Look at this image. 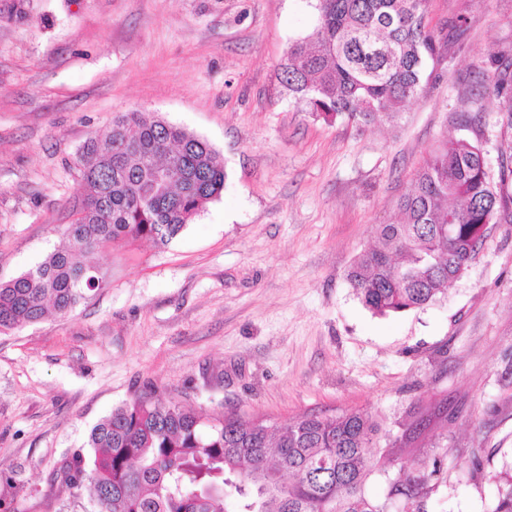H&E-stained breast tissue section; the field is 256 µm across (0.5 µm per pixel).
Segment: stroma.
<instances>
[{
	"label": "stroma",
	"mask_w": 512,
	"mask_h": 512,
	"mask_svg": "<svg viewBox=\"0 0 512 512\" xmlns=\"http://www.w3.org/2000/svg\"><path fill=\"white\" fill-rule=\"evenodd\" d=\"M427 20L447 43L425 97L360 126L280 83L316 0H0V281L63 245L77 153L123 113L206 139L227 173L168 246L113 243L71 312L0 333V512H96L55 476L148 388L280 424L360 410L394 439L430 420L367 494L437 459L426 512H491L512 471V223L423 308L373 314L347 280L434 149L467 139L494 185L512 154L478 94L512 49V0H428Z\"/></svg>",
	"instance_id": "35a3bbf8"
}]
</instances>
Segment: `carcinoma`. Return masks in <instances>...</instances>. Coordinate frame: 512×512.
<instances>
[{"label": "carcinoma", "instance_id": "carcinoma-1", "mask_svg": "<svg viewBox=\"0 0 512 512\" xmlns=\"http://www.w3.org/2000/svg\"><path fill=\"white\" fill-rule=\"evenodd\" d=\"M427 0H317V26L293 44L281 83L307 112L345 115L356 124L424 97L442 59ZM499 100L512 129V61L505 58L479 92ZM84 194L65 227L67 247L0 282V332L70 312L99 288L97 255L112 243L146 239L165 246L209 202L226 172L203 138L162 119L126 112L91 137L79 155ZM173 166L164 186L157 167ZM504 164L499 188L486 161L464 139L433 152L403 196L402 221L376 227L381 246L361 253L348 280L363 305L385 316L427 306L460 278L482 244L480 226L512 221ZM380 424L364 412L310 415L280 426L259 417L206 416L141 393L91 430L90 456L73 453L61 478L73 494L90 484L96 512H424L441 479L438 464L406 472L383 501L365 486L381 461ZM493 512H512V476Z\"/></svg>", "mask_w": 512, "mask_h": 512}]
</instances>
